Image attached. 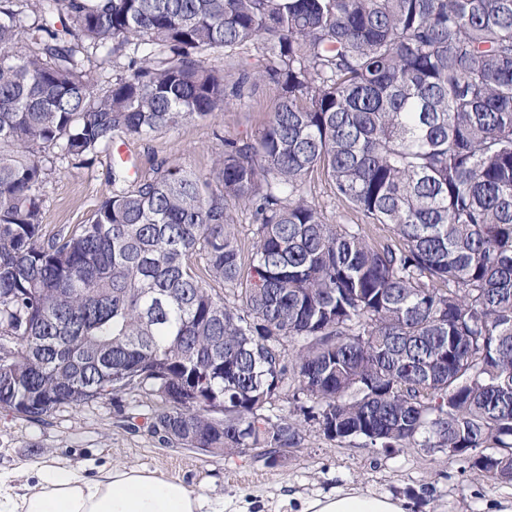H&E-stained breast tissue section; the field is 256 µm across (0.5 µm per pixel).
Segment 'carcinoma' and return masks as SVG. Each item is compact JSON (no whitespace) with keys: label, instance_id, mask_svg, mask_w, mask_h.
<instances>
[{"label":"carcinoma","instance_id":"1","mask_svg":"<svg viewBox=\"0 0 512 512\" xmlns=\"http://www.w3.org/2000/svg\"><path fill=\"white\" fill-rule=\"evenodd\" d=\"M259 82L269 122L224 140L213 176L114 166L89 223L43 233L55 157ZM315 171L393 236L327 223ZM140 396L161 444L241 456L314 421L512 483V0H0V408L38 423Z\"/></svg>","mask_w":512,"mask_h":512}]
</instances>
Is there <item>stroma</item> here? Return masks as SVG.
<instances>
[{"label": "stroma", "instance_id": "1", "mask_svg": "<svg viewBox=\"0 0 512 512\" xmlns=\"http://www.w3.org/2000/svg\"><path fill=\"white\" fill-rule=\"evenodd\" d=\"M278 97L275 86L261 83L242 104L206 120H190L141 140L128 141L129 161L143 176L167 161L212 175L223 141L252 139L264 128ZM112 154L100 150L85 165L57 163L45 186L42 222L46 234L60 227L89 223L112 194ZM309 201L320 206L331 224H359L347 207H334L321 174L303 184ZM151 402L130 407L127 426L111 403L93 408H63L46 422L32 423L0 409V473L17 490L35 486L30 466L83 467L88 477L115 465L147 469L178 481L224 505V512H299L305 500L358 490L400 500L406 512H500L512 503V484H491L468 460L431 448L419 452L363 447L361 440L323 435L306 425L296 451L268 467L252 457L225 458L187 448L161 447L147 427Z\"/></svg>", "mask_w": 512, "mask_h": 512}]
</instances>
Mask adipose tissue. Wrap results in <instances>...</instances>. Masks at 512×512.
<instances>
[{
    "mask_svg": "<svg viewBox=\"0 0 512 512\" xmlns=\"http://www.w3.org/2000/svg\"><path fill=\"white\" fill-rule=\"evenodd\" d=\"M34 490L15 492L0 476V512H217L208 497L134 467L115 466L90 480L77 467L32 464ZM301 512H404L400 501L359 491L310 499Z\"/></svg>",
    "mask_w": 512,
    "mask_h": 512,
    "instance_id": "ef3b65f1",
    "label": "adipose tissue"
}]
</instances>
